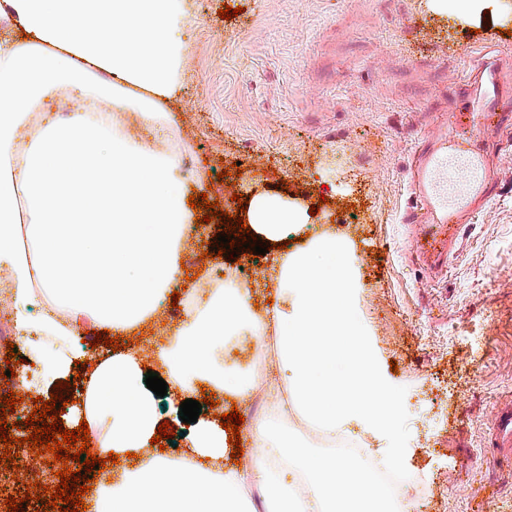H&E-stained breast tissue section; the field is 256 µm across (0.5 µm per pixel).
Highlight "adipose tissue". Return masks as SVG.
I'll use <instances>...</instances> for the list:
<instances>
[{"mask_svg": "<svg viewBox=\"0 0 512 512\" xmlns=\"http://www.w3.org/2000/svg\"><path fill=\"white\" fill-rule=\"evenodd\" d=\"M5 17L24 31L0 39V264L17 298L30 287L52 301L39 317L18 309L34 331L28 357L52 384L75 369L83 320L125 334L152 317L178 282L180 251L192 222L181 190L180 159L130 138L117 112L159 125L183 90L187 0H4ZM81 93L85 105L59 120L46 98ZM250 232L276 242L303 216L255 197ZM25 249H18V238ZM345 244L332 235L276 260L281 304L252 313L240 288H213L168 332L159 360L170 386L197 382L248 396L254 378L224 366L237 337L273 340L290 375V404L328 435L392 437L403 413L365 327L356 315ZM145 372L133 353L109 352L91 365L83 406L97 454L142 453L140 464L102 485L96 512H391L369 466L312 454L287 429L264 425L256 458L228 467L222 426L198 422L180 454L144 455L159 426ZM295 461L296 490L277 466ZM259 490L261 503L251 492Z\"/></svg>", "mask_w": 512, "mask_h": 512, "instance_id": "1", "label": "adipose tissue"}]
</instances>
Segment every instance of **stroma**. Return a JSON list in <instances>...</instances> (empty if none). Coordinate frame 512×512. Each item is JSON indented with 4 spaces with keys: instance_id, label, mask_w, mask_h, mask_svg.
Returning a JSON list of instances; mask_svg holds the SVG:
<instances>
[{
    "instance_id": "obj_1",
    "label": "stroma",
    "mask_w": 512,
    "mask_h": 512,
    "mask_svg": "<svg viewBox=\"0 0 512 512\" xmlns=\"http://www.w3.org/2000/svg\"><path fill=\"white\" fill-rule=\"evenodd\" d=\"M228 6L238 16L220 18ZM191 13L167 126L184 195L227 209L265 192L308 212L287 242L342 239L358 317L405 407L397 469L417 480L418 512H512V464L488 446L512 402V139L498 141L496 191L441 270L412 251L425 225L402 221L412 147L441 128L449 93L481 54L512 68V0L467 16L430 0H191ZM194 216L180 295L231 269L268 311L274 253L219 254L223 224Z\"/></svg>"
}]
</instances>
